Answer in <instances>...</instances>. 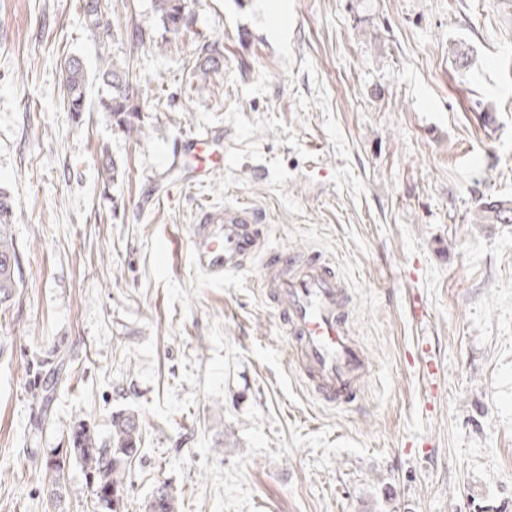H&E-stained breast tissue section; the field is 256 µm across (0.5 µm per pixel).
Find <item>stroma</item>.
<instances>
[{
	"label": "stroma",
	"mask_w": 512,
	"mask_h": 512,
	"mask_svg": "<svg viewBox=\"0 0 512 512\" xmlns=\"http://www.w3.org/2000/svg\"><path fill=\"white\" fill-rule=\"evenodd\" d=\"M81 0H0V189L22 286L0 308V512H53L34 449L72 421L143 430L125 512L168 484L178 512H512V0H191L216 41L206 93L186 97L195 39L152 0H112L105 32ZM155 47H135L127 23ZM129 63L139 135L63 102L60 64ZM211 132L205 181L182 146ZM122 171L112 188L101 151ZM266 212L272 247L318 252L351 292L371 359L360 399L308 393L259 282L260 261L211 284L194 259L200 208ZM430 311L442 392L425 409L412 295ZM64 344L50 418L27 360Z\"/></svg>",
	"instance_id": "1"
}]
</instances>
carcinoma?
I'll return each mask as SVG.
<instances>
[{"label": "carcinoma", "instance_id": "cac0c4a2", "mask_svg": "<svg viewBox=\"0 0 512 512\" xmlns=\"http://www.w3.org/2000/svg\"><path fill=\"white\" fill-rule=\"evenodd\" d=\"M81 8L87 26L96 31L112 12V0H82ZM153 14L165 32L175 38L190 32L192 18L188 0H154ZM200 50L205 54L200 69L209 71L218 66L220 47L216 43L205 41ZM61 73L67 111L75 114L85 111L88 73L81 59L72 55L64 58ZM94 78L107 88V94L100 100L101 111L109 113L123 132L140 133L131 117L140 112L145 103L135 91L130 69L110 56H103ZM511 207L507 202H485L475 211V223L493 219L500 224L502 210ZM15 208L13 198L0 191V306L10 305L22 285L21 253L10 232ZM66 354V350L55 346L50 356L27 363L28 393L45 415L51 411L55 375L61 370ZM141 444V424L131 409L112 414L110 437L106 442L90 424L81 419L73 422L67 431L65 451L51 448L41 457L40 467L48 476L47 493L53 494L50 501L59 512H64L66 472L75 463L81 468L90 491L92 512H124L126 479L132 462L141 452ZM176 509V498L165 483L156 487L144 505V512H176Z\"/></svg>", "mask_w": 512, "mask_h": 512}]
</instances>
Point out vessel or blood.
I'll return each instance as SVG.
<instances>
[{
	"instance_id": "b4317fda",
	"label": "vessel or blood",
	"mask_w": 512,
	"mask_h": 512,
	"mask_svg": "<svg viewBox=\"0 0 512 512\" xmlns=\"http://www.w3.org/2000/svg\"><path fill=\"white\" fill-rule=\"evenodd\" d=\"M214 137H193L190 149L202 172L223 162ZM197 264L213 281L261 258V288L293 346L292 364L307 389L331 405L354 403L370 371V359L350 324L349 289L334 265L320 255L297 262L294 253L268 241L265 214L248 205L200 210L192 234ZM413 349L422 365L420 398L431 402L439 368L430 337L416 338Z\"/></svg>"
}]
</instances>
